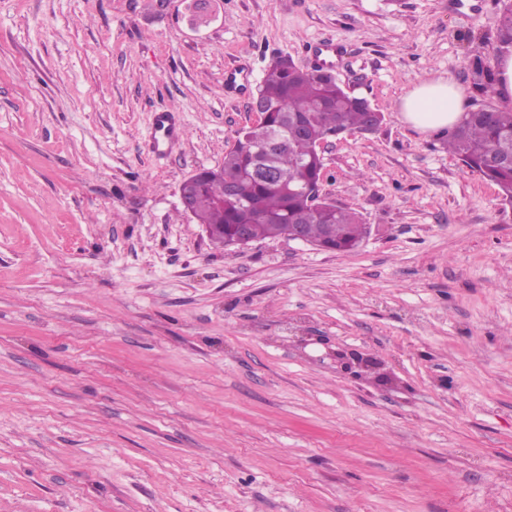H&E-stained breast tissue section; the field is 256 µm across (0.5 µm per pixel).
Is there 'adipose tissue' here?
I'll list each match as a JSON object with an SVG mask.
<instances>
[{"instance_id":"1","label":"adipose tissue","mask_w":512,"mask_h":512,"mask_svg":"<svg viewBox=\"0 0 512 512\" xmlns=\"http://www.w3.org/2000/svg\"><path fill=\"white\" fill-rule=\"evenodd\" d=\"M467 102L460 86L449 78H428L401 100L404 120L423 134L452 129L462 119Z\"/></svg>"}]
</instances>
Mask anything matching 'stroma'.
I'll list each match as a JSON object with an SVG mask.
<instances>
[{
  "instance_id": "1",
  "label": "stroma",
  "mask_w": 512,
  "mask_h": 512,
  "mask_svg": "<svg viewBox=\"0 0 512 512\" xmlns=\"http://www.w3.org/2000/svg\"><path fill=\"white\" fill-rule=\"evenodd\" d=\"M188 3L0 0V512H512V206L399 111L512 108L498 0ZM331 43L386 116L323 151L368 235L213 243L181 182ZM495 67L497 92L512 100V50L500 52ZM465 94L450 78H427L401 100L403 119L423 134L452 129L466 112ZM153 134L157 145L160 143L169 144L175 139L177 131L170 112L160 111L156 113Z\"/></svg>"
}]
</instances>
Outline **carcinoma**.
I'll use <instances>...</instances> for the list:
<instances>
[{
    "mask_svg": "<svg viewBox=\"0 0 512 512\" xmlns=\"http://www.w3.org/2000/svg\"><path fill=\"white\" fill-rule=\"evenodd\" d=\"M493 25L499 47H512V0H503ZM257 92L268 104L267 128L285 134L297 122L307 132L285 138L271 166L254 176V152L261 138L247 131V139H239L224 155L222 167L188 183L192 214L201 224L224 226V235L212 241L226 246L242 224L249 226L254 241L286 236L290 227L303 224L310 240L324 239L329 230L336 238V250H354L366 232L360 216L340 205L319 207L311 192L323 177L319 140L365 131L369 102L346 91L332 74L305 70L286 58L269 66ZM484 112L482 108L466 113L463 122L448 133L446 148L494 183L502 201L512 204V168L489 164L502 150L512 148V110H496L491 118ZM226 181L240 183V197L221 199Z\"/></svg>",
    "mask_w": 512,
    "mask_h": 512,
    "instance_id": "cac0c4a2",
    "label": "carcinoma"
}]
</instances>
